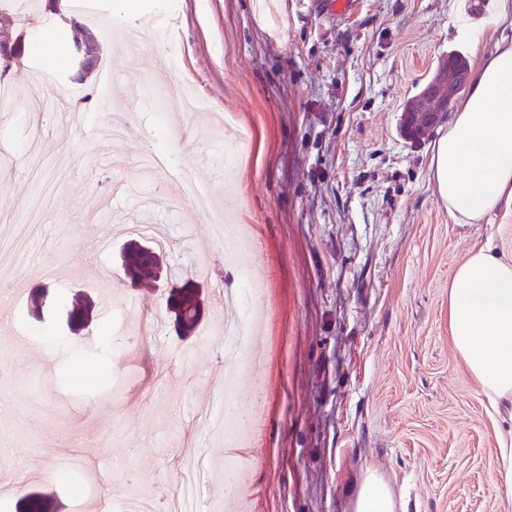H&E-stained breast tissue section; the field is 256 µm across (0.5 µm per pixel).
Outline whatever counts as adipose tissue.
Returning <instances> with one entry per match:
<instances>
[{"label": "adipose tissue", "instance_id": "obj_1", "mask_svg": "<svg viewBox=\"0 0 512 512\" xmlns=\"http://www.w3.org/2000/svg\"><path fill=\"white\" fill-rule=\"evenodd\" d=\"M474 78L431 158L434 190L455 224L512 210V38L473 39ZM454 346L493 411L512 407V263L471 250L448 288Z\"/></svg>", "mask_w": 512, "mask_h": 512}]
</instances>
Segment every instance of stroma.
Returning a JSON list of instances; mask_svg holds the SVG:
<instances>
[{"mask_svg": "<svg viewBox=\"0 0 512 512\" xmlns=\"http://www.w3.org/2000/svg\"><path fill=\"white\" fill-rule=\"evenodd\" d=\"M93 2L112 26L99 42L114 69L78 83L72 32L48 0H0V33L25 37L26 57L54 76L43 95L59 102L38 113L21 92L0 110V243L26 244L0 253L24 338L18 360L0 342L12 373L0 384V475L24 483L0 512H29L34 498L43 512H90L119 492L169 512L198 435L191 496L205 512L223 506L212 286L241 284L254 265L264 363L239 408L262 433L234 512H355L375 470L395 512H512L494 469L512 419L489 412L448 329V286L468 252L490 241L512 262V212L450 223L430 169L436 131L413 142L398 128L439 61L492 28L488 0H355L343 16L322 0ZM156 12L170 23L155 38L118 39ZM149 153L166 167L144 172ZM185 168L216 211L236 194L231 221L251 236L233 264L216 244L205 276L195 253L212 226L166 196ZM144 225L177 243L155 287L123 267ZM44 263L59 278L36 272ZM187 282L204 298L190 333L170 299ZM65 370L97 384L62 385ZM74 462L94 482L81 499L56 474Z\"/></svg>", "mask_w": 512, "mask_h": 512, "instance_id": "1", "label": "stroma"}]
</instances>
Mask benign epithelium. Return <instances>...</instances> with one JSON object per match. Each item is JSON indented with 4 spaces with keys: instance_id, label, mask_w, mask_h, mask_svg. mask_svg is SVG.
Instances as JSON below:
<instances>
[{
    "instance_id": "obj_1",
    "label": "benign epithelium",
    "mask_w": 512,
    "mask_h": 512,
    "mask_svg": "<svg viewBox=\"0 0 512 512\" xmlns=\"http://www.w3.org/2000/svg\"><path fill=\"white\" fill-rule=\"evenodd\" d=\"M100 54V43L92 28L85 26L81 38L74 48V57L80 70L86 74L95 68V61ZM470 79V70L464 58L458 53H451L439 63L428 82L407 104L399 119L400 134L409 140H418L436 126L448 112L455 97ZM147 258L143 276L152 282L161 277V255L146 247L143 250Z\"/></svg>"
}]
</instances>
